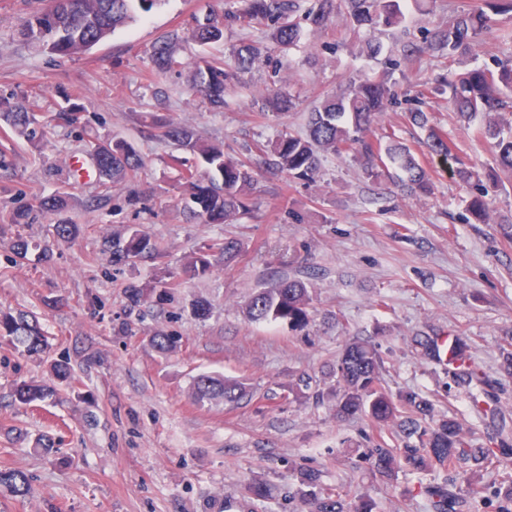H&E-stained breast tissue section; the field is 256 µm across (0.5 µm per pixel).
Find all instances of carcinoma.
<instances>
[{"instance_id": "carcinoma-1", "label": "carcinoma", "mask_w": 512, "mask_h": 512, "mask_svg": "<svg viewBox=\"0 0 512 512\" xmlns=\"http://www.w3.org/2000/svg\"><path fill=\"white\" fill-rule=\"evenodd\" d=\"M160 0H48V6L33 12L17 30L26 45L61 57L83 54L117 28L135 19L137 12L148 13ZM512 14V0H471L468 9L457 12L445 26L425 30L422 45L410 52L418 63L424 55L438 54L457 66L450 74H441L432 86L419 91L406 111L407 120L426 134L429 149L452 158L454 175L471 187L465 210L474 224H487L493 200L480 183V175L458 156L447 134L431 124L422 106L429 99L447 98L448 105L463 123L476 119L482 123L473 135L488 140L496 148V166L486 177L500 181V173L512 176V55L501 58L497 69L470 67L467 58L476 55L482 36L496 25V17ZM344 20V34L356 39L359 53L375 58L382 52L380 42L369 33L404 27L405 14L399 0H224V11L211 12L181 31L159 36L148 55L150 70L156 75L188 72L187 84L207 104L209 111L229 108L228 95L238 76L270 60V48L262 40L244 36L222 58L199 54L188 62L187 47L224 42V30L238 26L243 30H266L280 61L290 62L304 27L315 31L336 32L337 17ZM402 93L386 78H360L346 88L321 99L307 113L300 132L281 131L275 139L247 148L243 158L224 151V143L203 138L192 126L158 118L157 136L174 148L193 155L194 165L181 172L184 188V212L201 224H234L252 216L251 196L261 173L314 181L325 157L346 154L356 162L365 177L376 182L392 180L406 196H428L433 183L414 153L393 132L376 138L369 136L390 107L401 103ZM262 108L281 115L294 108L291 95L280 88L267 87L257 96ZM41 111L38 100L25 104L0 99V130L25 138L39 148L41 125L35 123ZM81 112L73 103L50 113L56 127L72 128L80 124ZM95 149L106 153L99 164V179L106 188L135 180L145 160L128 141L112 137L98 141ZM67 193L58 191L42 198L34 208L16 210L14 224H32L38 218L58 216L68 209ZM106 251L114 266L137 260L161 258L157 244L146 234L132 229L127 237L105 239ZM240 254L239 244L226 239L204 244L191 252L183 272L193 279H204L215 269L219 258L232 262ZM312 301L310 286L301 279L278 278L270 287L252 293L245 304V317L254 323L283 321L295 329L309 323ZM0 339L28 354L47 352V335L38 317L26 311L0 310ZM413 342L420 354L448 367V379L468 395L472 409L482 415L497 414L499 388L470 355L464 334L453 331L444 336L438 331L417 333ZM151 343L163 354L179 348V337L164 330L152 333ZM385 361L371 345L353 340L345 344L330 367L335 383L316 394L319 401L333 403L336 417L357 415L371 418L377 425L395 423L407 439L403 448L380 445L368 449L366 458L379 473L392 478L400 470L421 473L436 468L442 480L420 487L432 512H456L466 502L471 512H512V477L499 485L483 483V471L496 462L512 465V442L503 433L476 446L465 437L462 422L453 414H435L434 404L415 391L392 393L382 388ZM73 378L70 359L64 355L48 363V379L18 383L14 400L30 405L54 395L56 384ZM243 386L220 376L202 374L192 385V397L199 402H236L244 396ZM294 495L310 506L312 512H374L375 502L365 494L354 497L343 486L321 487L319 474L301 470L296 476ZM33 491L29 475L20 469L0 471V492L27 496Z\"/></svg>"}]
</instances>
